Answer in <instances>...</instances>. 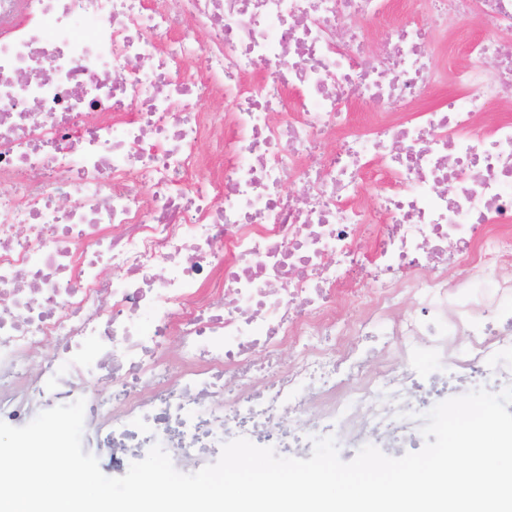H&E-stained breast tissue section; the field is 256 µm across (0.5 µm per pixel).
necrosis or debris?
I'll list each match as a JSON object with an SVG mask.
<instances>
[{"label": "necrosis or debris", "mask_w": 512, "mask_h": 512, "mask_svg": "<svg viewBox=\"0 0 512 512\" xmlns=\"http://www.w3.org/2000/svg\"><path fill=\"white\" fill-rule=\"evenodd\" d=\"M406 3L0 0L1 421L81 398L113 472L198 470L415 449L438 398L512 385V44L439 61L442 16L512 0Z\"/></svg>", "instance_id": "1"}]
</instances>
